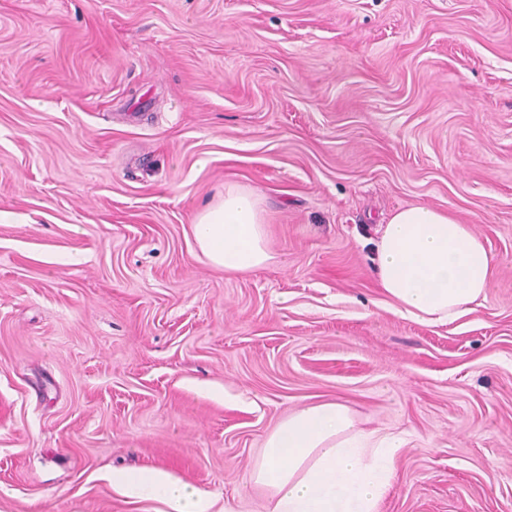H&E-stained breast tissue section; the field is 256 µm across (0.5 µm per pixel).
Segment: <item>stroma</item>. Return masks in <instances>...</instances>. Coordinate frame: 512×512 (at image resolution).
I'll return each mask as SVG.
<instances>
[{
    "label": "stroma",
    "instance_id": "stroma-1",
    "mask_svg": "<svg viewBox=\"0 0 512 512\" xmlns=\"http://www.w3.org/2000/svg\"><path fill=\"white\" fill-rule=\"evenodd\" d=\"M228 182L250 273L191 231ZM409 205L495 259L453 322L378 285ZM330 400L410 435L380 512H512V0H0V512H154L116 468L260 512ZM266 208L254 191L225 183L224 194L199 211L193 238L208 262L227 273H246L272 260L266 230Z\"/></svg>",
    "mask_w": 512,
    "mask_h": 512
}]
</instances>
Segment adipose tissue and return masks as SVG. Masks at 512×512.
<instances>
[{"instance_id": "adipose-tissue-1", "label": "adipose tissue", "mask_w": 512, "mask_h": 512, "mask_svg": "<svg viewBox=\"0 0 512 512\" xmlns=\"http://www.w3.org/2000/svg\"><path fill=\"white\" fill-rule=\"evenodd\" d=\"M193 238L208 262L228 273L263 268L266 208L236 183L199 211ZM379 285L397 312L428 324L456 320L486 300L493 258L469 225L447 212L408 206L381 225L375 242ZM401 432L365 430L337 401L289 412L268 434L251 480L266 494L265 512H380ZM112 484L128 496L159 503L160 512H210L207 495L159 470L116 472Z\"/></svg>"}]
</instances>
